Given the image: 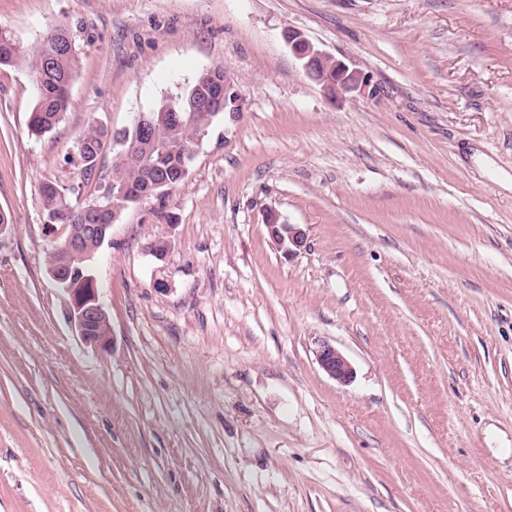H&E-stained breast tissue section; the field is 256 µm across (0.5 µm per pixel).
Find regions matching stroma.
Here are the masks:
<instances>
[{"label": "stroma", "instance_id": "1", "mask_svg": "<svg viewBox=\"0 0 512 512\" xmlns=\"http://www.w3.org/2000/svg\"><path fill=\"white\" fill-rule=\"evenodd\" d=\"M57 24L52 132L0 68V512H512V0H0L23 44ZM289 28L379 93L329 95ZM216 66L242 110L195 146L175 228L132 206L89 263L99 351L47 273L41 187ZM112 141V134H109L107 129L103 127H92L84 137L76 145V151L79 158L85 156V154L93 155L101 150L104 145L106 148ZM266 224L274 244L286 255H296L306 248V233L293 224L280 222L279 215L270 211L267 213ZM316 360L321 369L338 382L346 383L353 377V369L348 359L328 342L318 343Z\"/></svg>", "mask_w": 512, "mask_h": 512}]
</instances>
